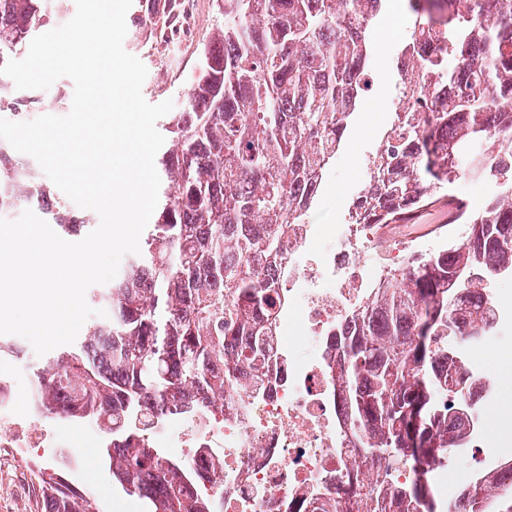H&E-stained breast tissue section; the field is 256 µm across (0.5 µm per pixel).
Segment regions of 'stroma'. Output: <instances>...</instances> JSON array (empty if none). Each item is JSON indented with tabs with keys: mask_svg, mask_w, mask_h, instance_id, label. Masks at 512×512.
I'll return each instance as SVG.
<instances>
[{
	"mask_svg": "<svg viewBox=\"0 0 512 512\" xmlns=\"http://www.w3.org/2000/svg\"><path fill=\"white\" fill-rule=\"evenodd\" d=\"M182 10L191 16L190 25H167L164 14H157L155 24L143 21L153 0H133L126 15L127 35L125 50L138 57L148 70L142 87L145 100L158 104L172 100L181 105L187 91L198 75V64L208 34L221 20V0H178ZM405 0H386V9L378 20L373 46L381 60L378 72L352 122L362 137L347 136L345 148L332 167L327 186L322 191L316 208L308 217L313 224L335 223L339 214L347 211L359 191L358 166L364 152L370 147V133L384 127L392 116L391 102L397 80L396 48L389 38L391 26L408 22ZM74 84L69 78L57 80L46 90H19L7 83L6 100L17 102V109H2L0 117L11 121H30L45 114L62 116L69 112ZM73 484L86 494L98 512H125L126 494L112 482L102 464H95L88 472L74 479ZM38 492L27 491L23 475L17 465L0 462V512H40Z\"/></svg>",
	"mask_w": 512,
	"mask_h": 512,
	"instance_id": "obj_1",
	"label": "stroma"
}]
</instances>
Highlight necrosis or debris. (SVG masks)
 Segmentation results:
<instances>
[{"label": "necrosis or debris", "mask_w": 512, "mask_h": 512, "mask_svg": "<svg viewBox=\"0 0 512 512\" xmlns=\"http://www.w3.org/2000/svg\"><path fill=\"white\" fill-rule=\"evenodd\" d=\"M465 235V225L452 224L428 240L387 242L382 227L350 223L345 214L334 224L290 225L287 260L274 285L277 328L262 364L247 377L241 402L149 425L152 446L181 449L191 460L203 453L222 460L224 489L214 497L215 512H318L322 501L347 496L379 476L402 489L411 471H389L363 458L328 354L341 327L370 303L394 269L462 243ZM503 294L495 287L483 291L486 335L448 340L480 397L464 447L434 467L436 479L454 475L458 497L512 466V431L488 433L502 376L478 359L482 353H512V301ZM28 351L23 337L0 336V453L33 479L49 452L71 447L75 436L38 413L37 387L25 374ZM21 394L27 401L22 411L16 407Z\"/></svg>", "instance_id": "1"}]
</instances>
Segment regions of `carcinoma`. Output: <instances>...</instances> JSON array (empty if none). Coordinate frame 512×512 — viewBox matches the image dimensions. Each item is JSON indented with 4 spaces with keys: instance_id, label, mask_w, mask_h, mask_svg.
<instances>
[{
    "instance_id": "obj_1",
    "label": "carcinoma",
    "mask_w": 512,
    "mask_h": 512,
    "mask_svg": "<svg viewBox=\"0 0 512 512\" xmlns=\"http://www.w3.org/2000/svg\"><path fill=\"white\" fill-rule=\"evenodd\" d=\"M224 0L199 76L158 160L162 193L154 223L109 285L87 290L107 317L88 325L75 348L32 370L38 410L87 423L107 448L112 482L145 512H214L193 488L200 468L149 446L131 420L235 400L240 375L261 355L276 300L273 264L285 258L290 224L315 206L317 182L336 161L363 92L373 24L385 0ZM418 38L440 35L453 58L431 56L421 80L402 88L388 137L355 206L354 224H388L443 205L468 225L464 243L413 261L383 285L345 333L342 395L361 448L413 472L396 495L383 481L362 486L324 512H458L437 506L432 468L461 448L464 422L448 417L443 393L465 382L448 371L439 336H468L483 312L448 313V299L512 275V0H406ZM47 0H0V66L45 26ZM462 177L491 181L481 208L453 197ZM39 198L44 215L70 234L88 219L0 143V208ZM41 512H88L61 468L41 472ZM487 495L512 512V467L495 486L463 496L480 512Z\"/></svg>"
}]
</instances>
